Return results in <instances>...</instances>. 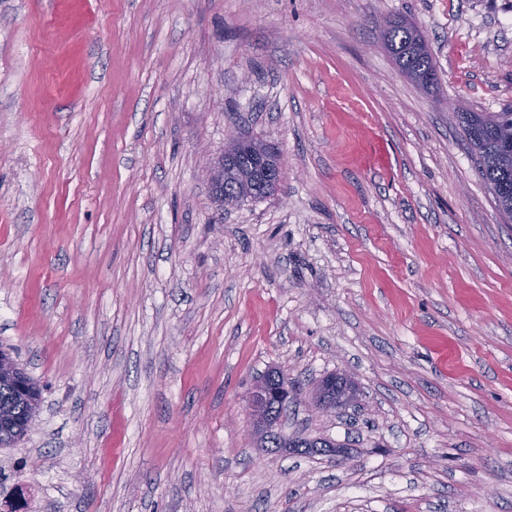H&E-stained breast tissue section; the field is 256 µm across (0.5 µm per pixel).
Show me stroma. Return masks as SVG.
I'll return each instance as SVG.
<instances>
[{"instance_id": "35a3bbf8", "label": "stroma", "mask_w": 512, "mask_h": 512, "mask_svg": "<svg viewBox=\"0 0 512 512\" xmlns=\"http://www.w3.org/2000/svg\"><path fill=\"white\" fill-rule=\"evenodd\" d=\"M459 107L512 108V0H0V345L43 389L0 483L26 512H512V219ZM236 136L288 177L222 208ZM272 368L285 432L348 458L256 446ZM333 373L359 404L316 412ZM382 30L385 48L400 72L428 89L437 84L436 67L428 44H419L417 31L405 20L386 19ZM278 370L279 376L276 380L277 384L272 383L270 379L264 375L260 381H256L247 401V410L249 416V434L256 440L260 447L266 446L272 438V434H280L284 448L278 447V442L269 443L271 448H279L287 450L288 439L278 422H272L268 418V405L276 399L279 400L284 407L288 406V401L293 396V388L288 384V378L283 371ZM279 439V440H280Z\"/></svg>"}]
</instances>
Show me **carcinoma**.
<instances>
[{
    "label": "carcinoma",
    "mask_w": 512,
    "mask_h": 512,
    "mask_svg": "<svg viewBox=\"0 0 512 512\" xmlns=\"http://www.w3.org/2000/svg\"><path fill=\"white\" fill-rule=\"evenodd\" d=\"M385 48L391 54L400 72L424 88L437 84L436 67L429 47L419 44L417 31L400 19L386 20L382 30ZM459 124L471 151L478 161V174L491 190L495 203L505 214L512 212V153L500 140V130L512 129V110L502 112H459ZM266 153V145L254 142V148L240 150L232 144L224 152V196L216 197L221 204L242 205L240 175L253 165L257 154ZM40 405V391L36 384L20 391L9 385L0 386V410L11 414L17 421L15 435L22 439Z\"/></svg>",
    "instance_id": "obj_1"
}]
</instances>
